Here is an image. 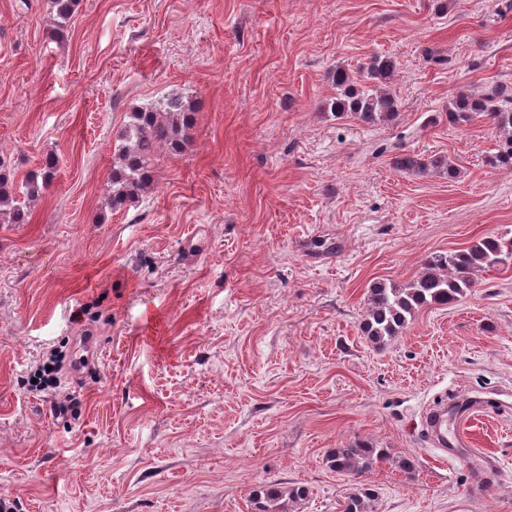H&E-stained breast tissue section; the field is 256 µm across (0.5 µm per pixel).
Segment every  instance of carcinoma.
Returning a JSON list of instances; mask_svg holds the SVG:
<instances>
[{
	"instance_id": "carcinoma-1",
	"label": "carcinoma",
	"mask_w": 512,
	"mask_h": 512,
	"mask_svg": "<svg viewBox=\"0 0 512 512\" xmlns=\"http://www.w3.org/2000/svg\"><path fill=\"white\" fill-rule=\"evenodd\" d=\"M77 0H51L55 9L56 31L66 28L75 11ZM396 68L388 56L374 55L351 70L338 66L333 74L336 96L327 100L325 108L341 119L349 116L368 126L389 125L399 116V102L387 86ZM485 118L495 130L499 144L487 158L492 169L512 168V90L496 85L475 96L458 93L449 103L448 125L459 130ZM193 125L191 107L178 95H171L131 113L130 120L118 135V164L113 166L108 182L105 205L114 209L132 204L147 187V166L154 150L168 145L178 151L187 139L186 130ZM393 166L404 173L427 175L444 169L448 177L457 168L441 156L422 157L401 150L392 157ZM58 160L51 156L40 172L29 175L21 185L13 183L6 161L0 158V215L17 223H25L32 207L44 197L55 179ZM512 262V237L491 235L466 249L437 251L424 261L421 270L408 282H377L368 289L361 331L370 343L380 347L401 335L419 309L448 306L475 287L479 277ZM393 461L386 448H374L353 441L334 449L330 467L340 473L362 475L378 464ZM308 489L302 485L282 488L277 483L257 487L250 493L253 512H288V502L303 500ZM372 493L361 489L346 499L342 512H368Z\"/></svg>"
}]
</instances>
